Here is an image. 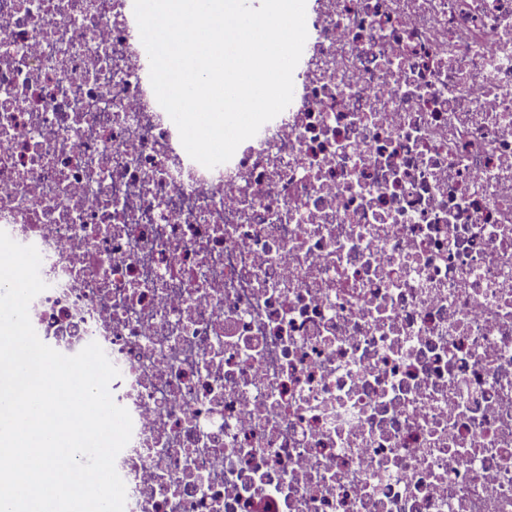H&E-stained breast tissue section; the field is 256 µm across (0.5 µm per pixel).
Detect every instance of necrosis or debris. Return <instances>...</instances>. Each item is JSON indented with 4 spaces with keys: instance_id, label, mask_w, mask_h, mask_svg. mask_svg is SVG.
<instances>
[{
    "instance_id": "1",
    "label": "necrosis or debris",
    "mask_w": 512,
    "mask_h": 512,
    "mask_svg": "<svg viewBox=\"0 0 512 512\" xmlns=\"http://www.w3.org/2000/svg\"><path fill=\"white\" fill-rule=\"evenodd\" d=\"M214 168L134 0H0V230L97 342L125 512H512V0H308Z\"/></svg>"
}]
</instances>
